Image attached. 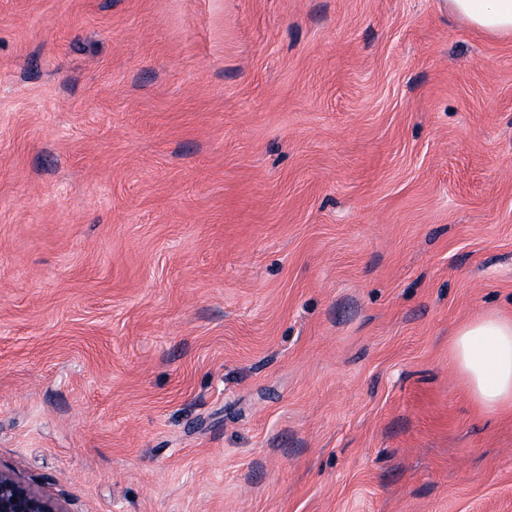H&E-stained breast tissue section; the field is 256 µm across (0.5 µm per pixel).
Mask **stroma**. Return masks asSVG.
I'll return each instance as SVG.
<instances>
[{"mask_svg": "<svg viewBox=\"0 0 512 512\" xmlns=\"http://www.w3.org/2000/svg\"><path fill=\"white\" fill-rule=\"evenodd\" d=\"M512 36L448 0H0V469L64 512H512ZM451 354L478 404H512V318L491 312L457 328Z\"/></svg>", "mask_w": 512, "mask_h": 512, "instance_id": "obj_1", "label": "stroma"}]
</instances>
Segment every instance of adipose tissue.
I'll list each match as a JSON object with an SVG mask.
<instances>
[{
	"instance_id": "ef3b65f1",
	"label": "adipose tissue",
	"mask_w": 512,
	"mask_h": 512,
	"mask_svg": "<svg viewBox=\"0 0 512 512\" xmlns=\"http://www.w3.org/2000/svg\"><path fill=\"white\" fill-rule=\"evenodd\" d=\"M448 8L483 31L512 34V0H448ZM451 354L478 404H512V318L491 312L457 328Z\"/></svg>"
}]
</instances>
